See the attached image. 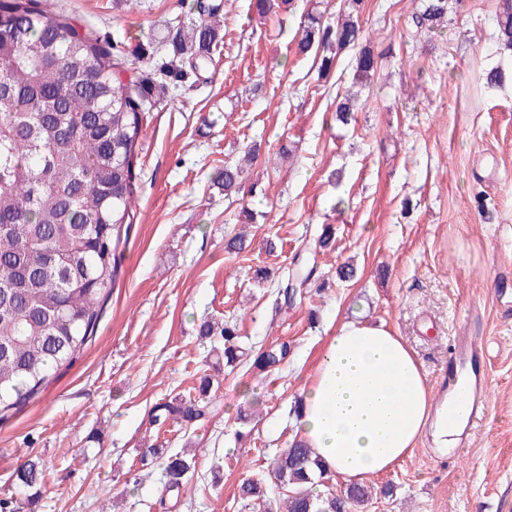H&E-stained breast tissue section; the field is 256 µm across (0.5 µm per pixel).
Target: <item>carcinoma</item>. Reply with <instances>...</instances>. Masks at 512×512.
<instances>
[{
  "label": "carcinoma",
  "mask_w": 512,
  "mask_h": 512,
  "mask_svg": "<svg viewBox=\"0 0 512 512\" xmlns=\"http://www.w3.org/2000/svg\"><path fill=\"white\" fill-rule=\"evenodd\" d=\"M362 0H348L336 20L310 11L299 29L295 52L321 53L319 77L330 74L337 57L355 51L352 86H364L377 70L373 51L361 45ZM224 0L197 2L198 19L169 22L172 56L157 69L124 79L127 63L152 58V42L137 40L112 49L82 31L64 13H49L40 0H0V419L37 396L69 366L95 335L101 304L119 275L120 244L133 223L136 148L147 116L146 101L172 85L201 77L215 67L222 41L211 24ZM260 18L294 9L293 0H253ZM448 13V0H424L417 26L433 29ZM497 38L512 48V0H502ZM357 94L336 104V120H351ZM241 164H224V195L240 189ZM314 269L299 263L277 282V300L293 304ZM224 367L235 370L246 352L237 322L218 329ZM279 341L249 359V370L268 377L291 356ZM210 381L196 395L157 404L153 420L190 426L209 409ZM164 465L168 489L180 491L192 460L150 446L143 466ZM274 485L286 491L284 512H348L365 506L372 492L351 484L344 497L318 490L327 472L314 452L294 440L275 458ZM46 468L27 459L16 470L24 497L12 512H35L46 483ZM264 479L239 487L244 501L265 498Z\"/></svg>",
  "instance_id": "cac0c4a2"
}]
</instances>
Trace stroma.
<instances>
[{"instance_id":"stroma-1","label":"stroma","mask_w":512,"mask_h":512,"mask_svg":"<svg viewBox=\"0 0 512 512\" xmlns=\"http://www.w3.org/2000/svg\"><path fill=\"white\" fill-rule=\"evenodd\" d=\"M315 0L259 19L251 0H224L220 60L205 79L149 106L138 142L134 220L95 335L47 388L0 420V499L14 471L49 468L38 512H259L240 484L268 474L295 437L293 407L310 382L332 320L359 317L397 331L430 387L448 364L450 337L483 338L489 419L461 457L431 458L430 439L382 475L368 512H512V52L495 41L498 0H448L437 29L418 28L422 0H363L364 42L377 72L350 124L335 119L353 52L328 78L319 59L294 53ZM100 40L154 42L170 58L166 24L197 18L196 0H49ZM503 74L490 87V69ZM260 142L264 159L225 196L217 176ZM288 147L291 159L278 155ZM257 218L247 248L227 253L242 206ZM332 248L315 252L322 226ZM317 273L293 306L273 283L295 259ZM354 269L342 281L339 266ZM234 317L242 347L288 341L294 354L271 378L224 370L202 321ZM216 384L210 411L184 428L155 423L157 403ZM255 411L235 440L238 408ZM166 442L193 456L186 486L164 489L143 448Z\"/></svg>"}]
</instances>
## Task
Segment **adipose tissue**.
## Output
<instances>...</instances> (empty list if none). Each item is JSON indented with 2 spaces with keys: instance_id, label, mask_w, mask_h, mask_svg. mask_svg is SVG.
Wrapping results in <instances>:
<instances>
[{
  "instance_id": "obj_1",
  "label": "adipose tissue",
  "mask_w": 512,
  "mask_h": 512,
  "mask_svg": "<svg viewBox=\"0 0 512 512\" xmlns=\"http://www.w3.org/2000/svg\"><path fill=\"white\" fill-rule=\"evenodd\" d=\"M295 427L342 479L390 471L425 435L448 447L457 434L433 416L426 373L403 337L360 320L337 324L302 391Z\"/></svg>"
}]
</instances>
